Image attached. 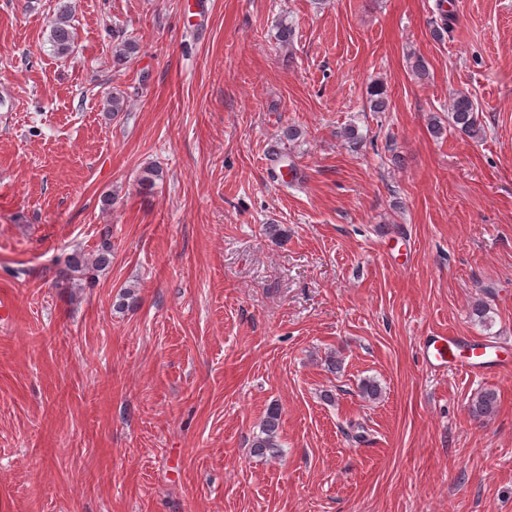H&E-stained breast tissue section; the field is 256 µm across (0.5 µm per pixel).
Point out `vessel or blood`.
I'll return each instance as SVG.
<instances>
[{
  "instance_id": "b4317fda",
  "label": "vessel or blood",
  "mask_w": 512,
  "mask_h": 512,
  "mask_svg": "<svg viewBox=\"0 0 512 512\" xmlns=\"http://www.w3.org/2000/svg\"><path fill=\"white\" fill-rule=\"evenodd\" d=\"M422 362L426 370L433 373L451 369L475 376H512V360L490 357L488 344L453 333L424 337Z\"/></svg>"
}]
</instances>
